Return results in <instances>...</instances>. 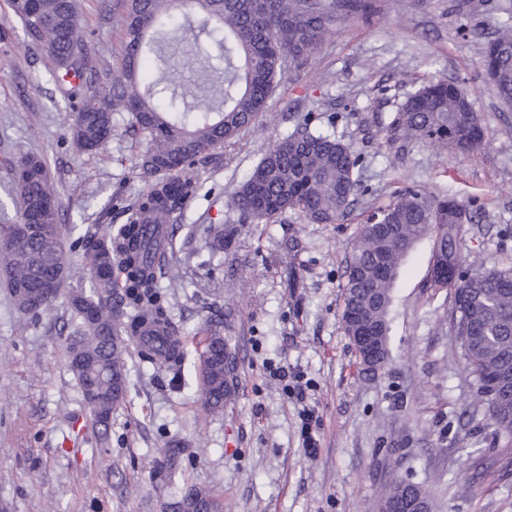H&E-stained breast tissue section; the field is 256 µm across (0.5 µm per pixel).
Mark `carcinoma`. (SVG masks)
I'll return each mask as SVG.
<instances>
[{"label":"carcinoma","instance_id":"obj_1","mask_svg":"<svg viewBox=\"0 0 512 512\" xmlns=\"http://www.w3.org/2000/svg\"><path fill=\"white\" fill-rule=\"evenodd\" d=\"M24 29L57 65V81L82 79L88 66L90 33L82 23L78 0H9ZM175 0H124L119 22L124 32L121 58L111 70L96 73L92 87L78 86L70 130L77 147L95 153L112 138L116 117L127 114L124 133L136 149L134 167L154 178L130 221L103 234L96 232L66 244L59 224V201L45 161L24 155L11 168L20 200L18 221L35 220L39 235L19 237L14 225L0 227V272L16 309L37 317L56 299L71 273L70 253L81 255L90 275L89 287L68 291L72 330L66 356L83 401L108 438L112 414L126 400L129 372L125 354L134 345L140 362L156 371L179 372L187 344L173 323L167 296L159 286L166 277L176 283L181 270L169 265L170 233L146 234L144 225H168L183 215L200 188L199 168L216 160L215 151L233 147L267 110L277 86L293 68L302 66L330 34L336 18L363 13L366 0H188L187 9L201 19L199 29L220 36L224 68L196 62L198 51L186 53L185 65L200 71L198 91H176L178 72L165 57L177 40L165 38L173 23ZM158 61L149 81L142 67L148 56ZM483 73L501 103L512 107V28L485 42L480 53ZM383 143L426 141L458 156L484 145V130L467 91L456 81L436 77L393 113L375 122ZM359 157L352 146L313 130L310 119L285 134L263 154L231 194L229 210L242 224H273L295 212L313 224H334L350 215L360 183ZM476 218V209L451 197L406 186L376 207L359 225L357 241L345 271L343 329L347 336L389 334L392 285L405 255L421 239L436 240L434 260L443 261L446 277L430 283L449 288L453 305L448 331L455 336L466 369L479 383L492 425L503 439L499 455L512 457V267L480 268L461 274L465 262L459 228ZM58 271V288H40L41 270ZM224 319L203 325L205 349L213 359L200 367L204 411L218 414L236 395L224 384V356L231 351L223 336ZM161 333L169 345L161 353L144 336ZM169 480L181 471L177 445L167 443ZM191 494L168 504L185 512L197 505L224 512L214 494L190 487ZM418 498L429 503L418 486L396 481L382 497Z\"/></svg>","mask_w":512,"mask_h":512}]
</instances>
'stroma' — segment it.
<instances>
[{
    "mask_svg": "<svg viewBox=\"0 0 512 512\" xmlns=\"http://www.w3.org/2000/svg\"><path fill=\"white\" fill-rule=\"evenodd\" d=\"M121 2L82 0L90 68L120 57ZM371 2L367 17L338 21L319 52L287 74L254 131L202 172L198 197L172 226L168 260L185 276L160 285L173 318L192 337L223 313L237 360L236 395L222 414L201 408L195 354L177 389L134 356L127 400L100 441L67 369L66 297L32 318L0 286V503L9 512H168L189 484L219 495L224 512H379L383 487L399 480L427 490L431 512H512V469L494 463L489 409L446 325L452 292L429 285L433 238L418 241L399 269L390 359L377 376L365 373L342 327L357 228L402 185L472 203L478 215L460 230L465 256L487 268L512 265V109L480 66L482 43L512 25V0ZM2 27L12 31L13 63L0 68V224L17 216L10 169L24 155L45 161L67 238L103 220L127 223L148 188L129 140L118 132L98 153L80 151L55 64L7 0ZM432 75L467 90L485 144L454 156L413 142L398 146L389 165L374 120ZM306 119L361 158L352 213L335 224L292 212L274 224L238 223L228 195L280 134ZM218 228L224 250L214 254L208 242ZM305 409L313 454L300 431ZM167 440L182 450L184 480L165 477Z\"/></svg>",
    "mask_w": 512,
    "mask_h": 512,
    "instance_id": "obj_1",
    "label": "stroma"
}]
</instances>
